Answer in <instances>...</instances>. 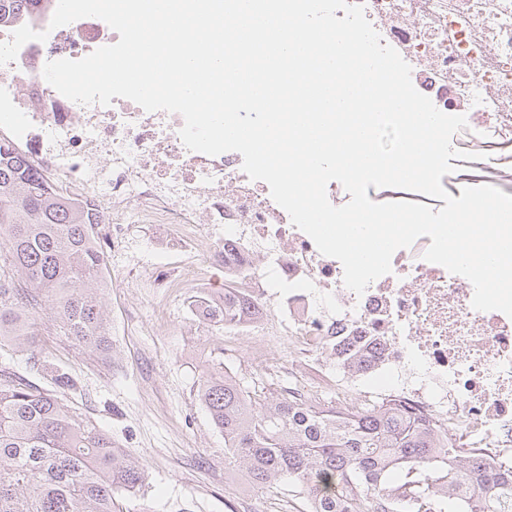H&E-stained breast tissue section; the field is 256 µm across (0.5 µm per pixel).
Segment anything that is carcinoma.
<instances>
[{
	"label": "carcinoma",
	"instance_id": "carcinoma-1",
	"mask_svg": "<svg viewBox=\"0 0 512 512\" xmlns=\"http://www.w3.org/2000/svg\"><path fill=\"white\" fill-rule=\"evenodd\" d=\"M37 0H0V23L21 27ZM94 214L53 188L0 140V349L31 347L21 308L55 310L66 334L105 353L111 333L98 291L106 287ZM222 325L244 316L238 289L191 301ZM197 397L224 435V460L254 489L304 500L309 512H512V469L454 448L448 435L390 402L338 414L326 403L280 396L230 370L212 371ZM147 467L66 408L57 393L0 370V512H116L145 486ZM376 496L369 507L367 494Z\"/></svg>",
	"mask_w": 512,
	"mask_h": 512
}]
</instances>
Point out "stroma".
Segmentation results:
<instances>
[{
	"label": "stroma",
	"mask_w": 512,
	"mask_h": 512,
	"mask_svg": "<svg viewBox=\"0 0 512 512\" xmlns=\"http://www.w3.org/2000/svg\"><path fill=\"white\" fill-rule=\"evenodd\" d=\"M107 258L118 269L101 293L112 349L99 354L78 345L58 327L50 305L25 307L34 333V360L0 351V363L42 386L54 372L75 382L61 396L69 409L111 436L116 447L143 460L148 484L124 499L125 512H293L277 493L255 492L245 473L224 469V437L196 398L204 371L228 367L244 379L256 371L246 348L229 350L223 327L192 318L191 297L224 286V270L211 263L205 284L153 287L145 269L154 261L144 225L128 229L121 253L112 251V227H94ZM294 360L276 353L262 373L277 392L288 387Z\"/></svg>",
	"instance_id": "35a3bbf8"
}]
</instances>
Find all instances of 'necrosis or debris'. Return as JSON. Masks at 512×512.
I'll return each instance as SVG.
<instances>
[{
  "label": "necrosis or debris",
  "instance_id": "necrosis-or-debris-1",
  "mask_svg": "<svg viewBox=\"0 0 512 512\" xmlns=\"http://www.w3.org/2000/svg\"><path fill=\"white\" fill-rule=\"evenodd\" d=\"M361 2L383 43L410 64L415 88L440 111L467 118L451 144L481 153V173L458 175L454 191L484 185L487 172L512 182V0ZM56 6L40 0L29 21L47 40L27 42L0 65V138L95 204L113 247L123 246L129 225H150L157 287L204 282L218 262L258 312L225 323L226 341L250 338L259 368L271 347L296 348L301 374L292 393L330 395L341 410L395 400L446 431L453 447L512 468V318L475 310L472 284L425 260L427 236L397 250L390 273L356 295L341 263L292 224L265 182L243 172L241 154L188 150L177 113L119 97L103 106L62 96L44 79L45 64L83 58L119 35L93 17L50 29ZM261 250L262 268L254 263ZM274 288L273 314L266 299Z\"/></svg>",
  "mask_w": 512,
  "mask_h": 512
}]
</instances>
